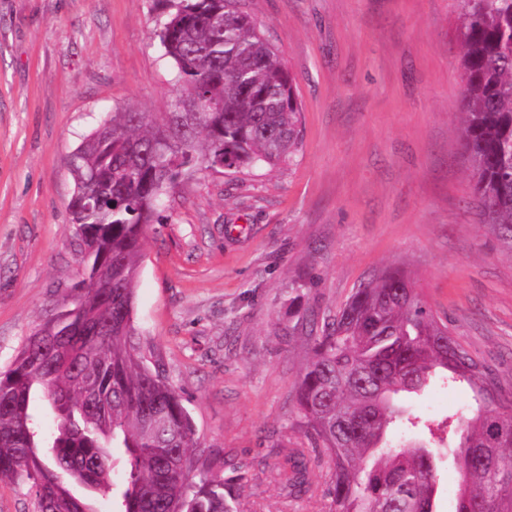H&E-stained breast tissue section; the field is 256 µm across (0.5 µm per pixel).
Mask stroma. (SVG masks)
Here are the masks:
<instances>
[{"label":"stroma","mask_w":512,"mask_h":512,"mask_svg":"<svg viewBox=\"0 0 512 512\" xmlns=\"http://www.w3.org/2000/svg\"><path fill=\"white\" fill-rule=\"evenodd\" d=\"M296 79L290 164L181 177L145 229L134 323L177 386L238 512H317L277 447L304 444L295 395L312 328L383 269L512 386V252L484 222L459 116V0H242ZM159 0H0V371L82 278L70 155L114 111L176 87ZM470 389L407 405L443 418ZM248 479L234 483L237 474Z\"/></svg>","instance_id":"obj_1"}]
</instances>
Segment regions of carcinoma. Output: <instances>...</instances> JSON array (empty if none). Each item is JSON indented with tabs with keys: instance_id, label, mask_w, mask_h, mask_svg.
I'll list each match as a JSON object with an SVG mask.
<instances>
[{
	"instance_id": "1",
	"label": "carcinoma",
	"mask_w": 512,
	"mask_h": 512,
	"mask_svg": "<svg viewBox=\"0 0 512 512\" xmlns=\"http://www.w3.org/2000/svg\"><path fill=\"white\" fill-rule=\"evenodd\" d=\"M157 36L176 70L171 109L112 113L71 155L73 224L98 236L97 282L29 337L0 372V479L37 512H92L77 485L113 493V449L127 460L117 512H235L210 459L186 479L200 442L176 386L133 341L147 224L190 170L239 173L291 162L301 141L295 78L240 0H162ZM461 140L486 224L512 251V0H460ZM296 391L307 446L279 449L292 497L327 469L328 512H436L429 440L396 448L393 427H430L397 400L433 379L476 389L477 409L444 427L459 467L455 512H512V394L432 314L404 271L387 269L308 336ZM49 406L41 433L30 403Z\"/></svg>"
}]
</instances>
